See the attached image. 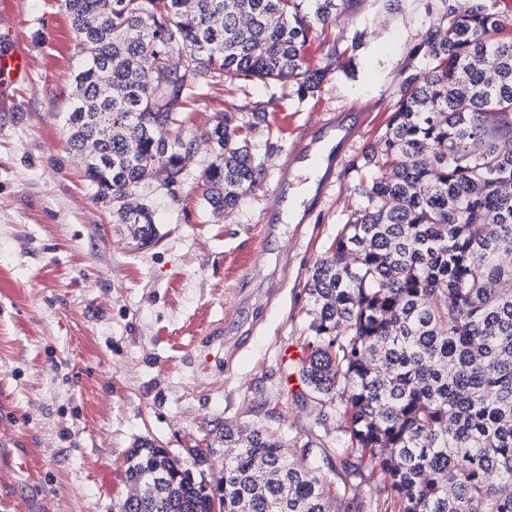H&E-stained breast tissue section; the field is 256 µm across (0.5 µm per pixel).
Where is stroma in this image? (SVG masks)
I'll return each mask as SVG.
<instances>
[{
	"instance_id": "obj_1",
	"label": "stroma",
	"mask_w": 512,
	"mask_h": 512,
	"mask_svg": "<svg viewBox=\"0 0 512 512\" xmlns=\"http://www.w3.org/2000/svg\"><path fill=\"white\" fill-rule=\"evenodd\" d=\"M12 4L34 83L0 112V512H117L137 440L184 458L215 426L244 422L293 452L307 441L326 448L321 474L374 512L367 485L335 459L339 432L314 421L321 402L300 360H281L308 336L304 284L358 201L356 172L339 169L307 224L281 225L265 252L256 243L303 128L361 108L363 132L347 155L377 147L397 73L428 24L426 0H354L335 30L311 33L302 54L326 75L307 98L258 81L194 88L200 133L217 112L271 111V132L251 137L265 185L231 213H211L201 173L212 151L199 142L182 184L143 189L158 229L145 247L67 147L62 117L83 56L62 0ZM334 47L353 58V74L335 70Z\"/></svg>"
}]
</instances>
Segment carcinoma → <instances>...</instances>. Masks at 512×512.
I'll use <instances>...</instances> for the list:
<instances>
[{
  "mask_svg": "<svg viewBox=\"0 0 512 512\" xmlns=\"http://www.w3.org/2000/svg\"><path fill=\"white\" fill-rule=\"evenodd\" d=\"M85 64L64 117L71 150L112 196L142 245L157 236L139 201L161 175L178 185L196 136L186 87L278 82L300 97L321 81L300 47L345 0H63ZM407 53L361 203L306 282L301 376L327 398L345 439L340 466L370 486L376 512H512V24L488 0H429ZM258 108L205 130L215 159L205 205L232 210L263 188L249 135ZM220 476L204 477L221 448ZM250 425L224 428L189 457L135 443L126 480L143 488L118 512H356L309 466Z\"/></svg>",
  "mask_w": 512,
  "mask_h": 512,
  "instance_id": "cac0c4a2",
  "label": "carcinoma"
}]
</instances>
